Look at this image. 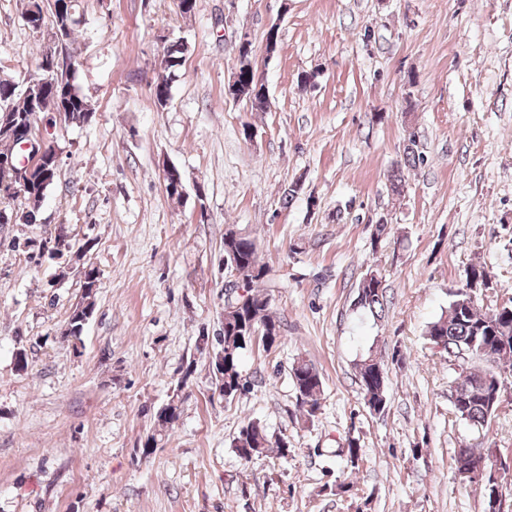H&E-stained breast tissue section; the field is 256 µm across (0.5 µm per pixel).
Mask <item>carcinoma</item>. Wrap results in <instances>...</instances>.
I'll return each instance as SVG.
<instances>
[{"mask_svg": "<svg viewBox=\"0 0 512 512\" xmlns=\"http://www.w3.org/2000/svg\"><path fill=\"white\" fill-rule=\"evenodd\" d=\"M62 0H52L49 5L43 0H29L24 19L28 27L36 32L46 26L44 8H50L51 28H70L75 32L78 24L75 0H69L65 10L59 7ZM187 51V45L178 40L166 47L161 66L167 76L153 86L154 98L164 104L171 95V84L178 77L179 68ZM253 49L240 50L237 63L239 80L228 90L236 98H246L252 108L265 110L266 95L263 88L254 81L249 63ZM38 73L19 84L9 78H0V157L13 154L17 134L36 126V117L42 112L64 113V125H84L92 114L86 98L74 85L72 77L57 76L38 64ZM425 162L418 150L416 139H409L403 153V167L390 174L392 190H403V169H417ZM58 163L38 165L32 173L30 190L19 196L0 192V199L23 198L29 210L26 221L33 220L47 189L57 177ZM224 256L234 260L247 280V300L239 307L224 302V336L222 352L215 358L224 359L223 392L229 399L249 390L250 383L244 380L241 370L243 351L252 345L251 334L260 333L263 346L271 349L277 345L283 330V322L273 309L270 294L260 290V285L269 278L270 269L257 259V245L254 239L230 228L224 233ZM387 289L376 277L362 278L357 288L354 306L373 317H382L385 311ZM448 309L427 328L431 343L443 345L448 356L468 359L475 367L461 373L463 381L451 394L455 414L461 420L482 427L495 415L500 403L504 384L498 372L499 364L512 362V306L502 310L482 312L469 293L458 288L450 293ZM292 385L299 402L298 411L308 422H313L320 410L319 395L323 380L318 369L307 361L293 365L290 371ZM357 378L365 405L370 412L383 413L388 407L386 392L387 372L381 360L370 355L357 364ZM231 447L236 454L244 448L262 455L266 449H277V455L288 456L290 448L284 438L272 439L266 429L256 421L243 425L233 438Z\"/></svg>", "mask_w": 512, "mask_h": 512, "instance_id": "1", "label": "carcinoma"}]
</instances>
